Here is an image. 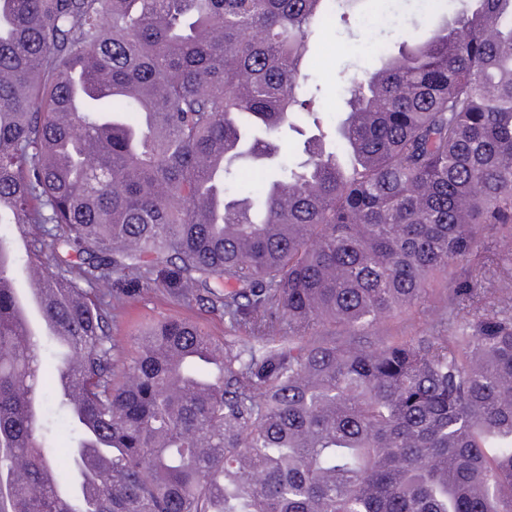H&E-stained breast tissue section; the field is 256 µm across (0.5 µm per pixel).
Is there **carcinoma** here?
<instances>
[{"instance_id":"carcinoma-1","label":"carcinoma","mask_w":512,"mask_h":512,"mask_svg":"<svg viewBox=\"0 0 512 512\" xmlns=\"http://www.w3.org/2000/svg\"><path fill=\"white\" fill-rule=\"evenodd\" d=\"M352 2L0 0V512H512V0L371 46L331 128L304 67ZM457 264L452 335L364 336ZM145 290L238 335L122 343Z\"/></svg>"}]
</instances>
